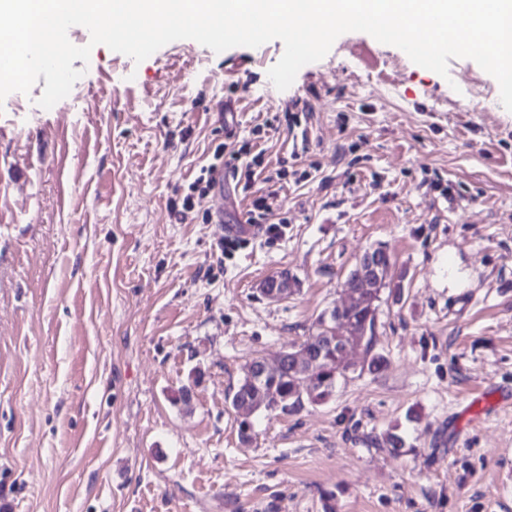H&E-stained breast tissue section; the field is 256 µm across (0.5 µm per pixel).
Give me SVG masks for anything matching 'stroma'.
Segmentation results:
<instances>
[{
  "mask_svg": "<svg viewBox=\"0 0 512 512\" xmlns=\"http://www.w3.org/2000/svg\"><path fill=\"white\" fill-rule=\"evenodd\" d=\"M76 88L0 104V512H512V112L363 32L278 90L284 45L91 46ZM285 179H224V221L172 203L218 145ZM252 229L220 246L253 202ZM381 246L380 370L321 405L230 399L300 346ZM285 271V301L261 283ZM192 392L190 405L178 400ZM403 445L393 449L391 436Z\"/></svg>",
  "mask_w": 512,
  "mask_h": 512,
  "instance_id": "obj_1",
  "label": "stroma"
}]
</instances>
